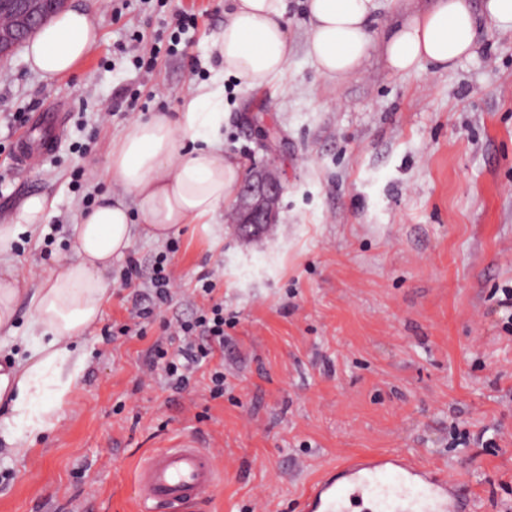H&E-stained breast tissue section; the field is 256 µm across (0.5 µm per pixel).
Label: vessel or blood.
Listing matches in <instances>:
<instances>
[{
    "label": "vessel or blood",
    "instance_id": "obj_1",
    "mask_svg": "<svg viewBox=\"0 0 512 512\" xmlns=\"http://www.w3.org/2000/svg\"><path fill=\"white\" fill-rule=\"evenodd\" d=\"M52 144L20 142L16 163L24 170L41 166ZM218 483L209 451L194 438L180 436L150 453L137 474L140 512H186ZM470 482L391 450L359 454L312 481L302 512H470Z\"/></svg>",
    "mask_w": 512,
    "mask_h": 512
}]
</instances>
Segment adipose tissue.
Returning <instances> with one entry per match:
<instances>
[{"instance_id": "adipose-tissue-1", "label": "adipose tissue", "mask_w": 512, "mask_h": 512, "mask_svg": "<svg viewBox=\"0 0 512 512\" xmlns=\"http://www.w3.org/2000/svg\"><path fill=\"white\" fill-rule=\"evenodd\" d=\"M307 10V55L335 84L362 69L377 39L388 67L405 73L424 62L445 70L474 55L481 22L512 30V0H482L478 6L472 0H435L377 39L371 33L377 0H307ZM285 14L286 0H231L211 51L241 88L264 85L287 70L293 49ZM99 37L94 13L67 9L28 41L26 61L52 82L71 74ZM107 174L112 188L75 224L71 258L39 287L19 276L13 249L43 224L54 198L30 195L0 224V330L12 328L21 298H28L32 311L23 355L0 370V404L12 413L4 434L8 443L33 442L59 422L84 365L77 340L102 313L113 257L124 254L136 236L161 243L185 225L215 223L234 202L245 170L224 153L223 86L204 82L190 88L178 114L131 120L112 145Z\"/></svg>"}]
</instances>
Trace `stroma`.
<instances>
[{
	"mask_svg": "<svg viewBox=\"0 0 512 512\" xmlns=\"http://www.w3.org/2000/svg\"><path fill=\"white\" fill-rule=\"evenodd\" d=\"M96 5L102 38L78 69L46 82L23 49L0 65V222L32 193L56 200L18 242L20 274L69 253L72 225L104 184L112 143L143 112L180 111L209 80L210 36L228 0H130ZM176 54L152 72L122 49L134 30L176 33ZM293 57L284 76L241 89L224 80V151L245 170L282 174L279 218L244 240L227 216L185 226L172 244L137 240L143 266L168 253L178 288L142 337L121 336L134 300L124 259L98 322L77 344L80 384L55 429L0 454V512H137L136 471L153 450L192 435L222 476L189 512H301L307 484L341 459L403 449L444 470L465 469L472 512H512V331L497 302L512 285V31L483 24L477 52L453 67L396 73L381 50L342 84L306 55L305 0H287ZM139 92L137 108L126 98ZM65 114L39 168L13 163L19 136L39 139L44 112ZM277 133L273 150L261 130ZM216 284L227 329L208 377L178 394L147 368L163 323L193 319V289Z\"/></svg>",
	"mask_w": 512,
	"mask_h": 512,
	"instance_id": "stroma-1",
	"label": "stroma"
}]
</instances>
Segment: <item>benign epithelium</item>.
Returning <instances> with one entry per match:
<instances>
[{
  "label": "benign epithelium",
  "mask_w": 512,
  "mask_h": 512,
  "mask_svg": "<svg viewBox=\"0 0 512 512\" xmlns=\"http://www.w3.org/2000/svg\"><path fill=\"white\" fill-rule=\"evenodd\" d=\"M63 4L65 0H0V59L61 11ZM282 192L283 183L276 169L254 170L237 192L239 230L256 236L276 223V204Z\"/></svg>",
  "instance_id": "benign-epithelium-1"
}]
</instances>
